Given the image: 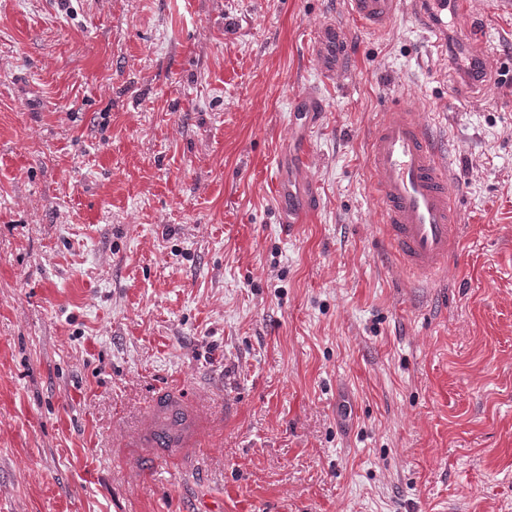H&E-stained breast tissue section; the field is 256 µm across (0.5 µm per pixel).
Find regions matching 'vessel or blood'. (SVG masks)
Returning a JSON list of instances; mask_svg holds the SVG:
<instances>
[{"label": "vessel or blood", "mask_w": 512, "mask_h": 512, "mask_svg": "<svg viewBox=\"0 0 512 512\" xmlns=\"http://www.w3.org/2000/svg\"><path fill=\"white\" fill-rule=\"evenodd\" d=\"M408 0H349L352 16L363 25L387 24ZM422 11L424 26L439 32L448 25L447 0H409ZM338 31L322 27L316 50L324 65H339ZM374 195L388 241L404 266L417 277L433 279L448 266L455 249L458 210L448 180V164L429 129L415 121L410 104L390 108L370 142ZM209 436L195 398L176 387L157 393L135 433L137 447L185 464L191 448Z\"/></svg>", "instance_id": "obj_1"}]
</instances>
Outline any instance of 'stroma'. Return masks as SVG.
<instances>
[{
    "label": "stroma",
    "instance_id": "obj_1",
    "mask_svg": "<svg viewBox=\"0 0 512 512\" xmlns=\"http://www.w3.org/2000/svg\"><path fill=\"white\" fill-rule=\"evenodd\" d=\"M467 2L0 0V512H512V10ZM404 100L460 195L431 282L372 196ZM177 383L182 469L124 445ZM404 3L405 0H349L351 15L371 28L387 24ZM450 0H412L415 10H422L425 29L440 33L441 28L451 26L452 10ZM426 6V7H424ZM339 47L340 41L337 29L332 25L322 27L316 38V50L326 68L335 69L340 65Z\"/></svg>",
    "mask_w": 512,
    "mask_h": 512
}]
</instances>
